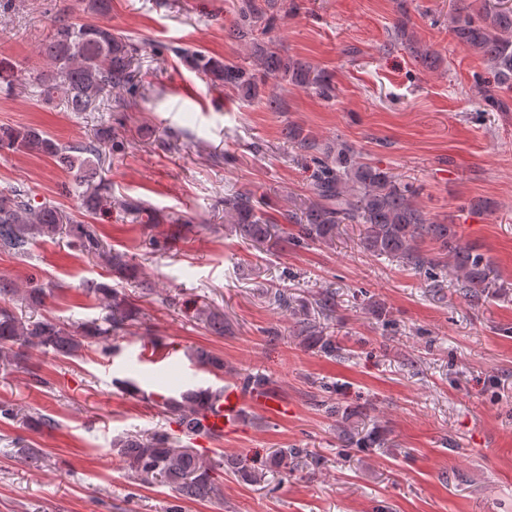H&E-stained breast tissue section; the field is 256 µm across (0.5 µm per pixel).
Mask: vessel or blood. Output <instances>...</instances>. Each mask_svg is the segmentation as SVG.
I'll return each mask as SVG.
<instances>
[{"label": "vessel or blood", "instance_id": "b4317fda", "mask_svg": "<svg viewBox=\"0 0 512 512\" xmlns=\"http://www.w3.org/2000/svg\"><path fill=\"white\" fill-rule=\"evenodd\" d=\"M259 409L274 416H283L288 407L263 390L243 387L225 388L223 395L207 411L203 420L205 427L222 436H231L241 431L246 409Z\"/></svg>", "mask_w": 512, "mask_h": 512}]
</instances>
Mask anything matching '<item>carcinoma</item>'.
Wrapping results in <instances>:
<instances>
[{"label":"carcinoma","instance_id":"carcinoma-1","mask_svg":"<svg viewBox=\"0 0 512 512\" xmlns=\"http://www.w3.org/2000/svg\"><path fill=\"white\" fill-rule=\"evenodd\" d=\"M112 0H87V11L97 17L83 21L62 9L55 17L39 54L47 69L33 77L39 95L58 97L69 112H92L100 102H125L136 93L134 64L139 47L132 38L112 28L106 19ZM265 22L264 12L255 0H242L231 24L232 35L249 44L261 73L210 56L198 49L175 47L171 52L189 70L209 79L213 85L241 92L248 101L259 98L260 86L268 76L279 77L292 86L310 89L319 97L331 99L336 87L325 70L285 52L274 51L255 37ZM454 39L464 49L479 55L489 77L481 79L487 106L506 112L508 101L500 95L512 90V4L509 0H486L479 11L457 10L450 19ZM396 36L429 65L436 59L407 38L404 24L394 25ZM17 82L15 64L0 54V91L13 93ZM286 139L313 164L308 194L294 208L282 214L291 228L282 227L267 211L268 204L250 192L224 197L225 228L240 238L263 243L276 238L293 246L330 245L343 224H358L360 246L373 256L393 258L415 269L431 270L444 265L466 288V295L479 302L494 284L490 259L476 247L460 243L455 225L439 224L414 202L418 188L403 182L377 165L363 162L343 141L319 143L290 124ZM116 132L103 127L93 140L63 144L36 126H0V150L30 152L59 160L80 189V214H67L57 207L38 203L29 190L10 186L0 189V252L29 253L32 246L47 239L67 237L83 254L98 259L112 283L88 280L84 292L101 304L103 315L88 322H70L44 311L56 285L30 278L18 286L0 275V369L43 380L29 368V351L39 350L58 358H78L90 348L103 356L116 351L118 339L143 325L140 308L126 294L124 284L134 282L145 292L153 284L127 253L106 246L95 221H103L116 210L135 222L151 223L156 215L140 198L116 196L112 182L93 177L101 162L102 146L115 142ZM430 240L437 245L431 256L421 249ZM297 336L320 342L324 353L341 352L336 340L323 336L317 324L296 308L291 310ZM194 318L215 334L231 332L224 314L204 304L195 308ZM193 360L217 377L224 376V359L197 348ZM224 388L188 389L179 397H162L157 405L167 417V427L148 434L128 433L112 442L127 477L139 485L161 483L174 489L184 501H204L218 489L224 468L241 479L257 483L264 473L239 456L224 458L217 465L205 452L194 447L200 437L202 417ZM23 421L31 429L50 424L42 414H23L10 402H0V421ZM305 455L302 448L279 449L271 455L274 466L288 468V462Z\"/></svg>","mask_w":512,"mask_h":512}]
</instances>
